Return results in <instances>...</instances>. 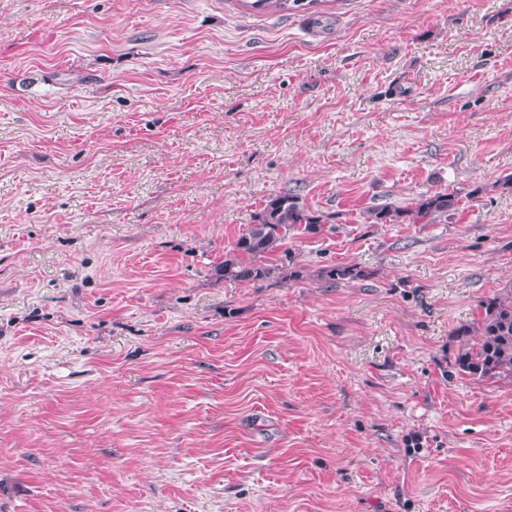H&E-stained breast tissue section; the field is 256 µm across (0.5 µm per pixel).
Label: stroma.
Wrapping results in <instances>:
<instances>
[{"instance_id": "stroma-1", "label": "stroma", "mask_w": 512, "mask_h": 512, "mask_svg": "<svg viewBox=\"0 0 512 512\" xmlns=\"http://www.w3.org/2000/svg\"><path fill=\"white\" fill-rule=\"evenodd\" d=\"M510 175L512 0H0V512H512ZM285 192L300 278L219 277ZM458 199L453 193L434 192L421 195L410 207H381L366 211L369 224H390L408 221L412 224H435L442 217L448 219L449 212L455 211ZM479 336L472 343L463 339ZM462 342L454 365L458 372L480 380H493L512 374V293L487 298L480 303L476 325L457 331Z\"/></svg>"}]
</instances>
